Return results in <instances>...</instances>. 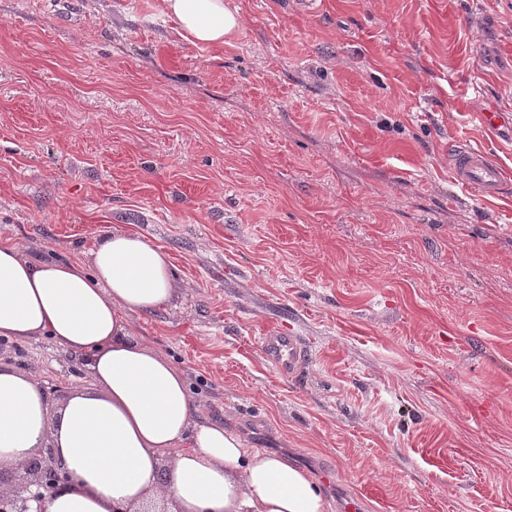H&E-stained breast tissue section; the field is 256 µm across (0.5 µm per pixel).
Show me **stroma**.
I'll return each mask as SVG.
<instances>
[{"label":"stroma","mask_w":512,"mask_h":512,"mask_svg":"<svg viewBox=\"0 0 512 512\" xmlns=\"http://www.w3.org/2000/svg\"><path fill=\"white\" fill-rule=\"evenodd\" d=\"M224 4L217 49L162 0H0V241L162 247L179 296L137 336L331 512H512V190L448 165L463 140L512 181V0ZM0 363L90 382L46 336ZM262 350L275 367L287 373L301 364L302 348L294 336H266Z\"/></svg>","instance_id":"stroma-1"}]
</instances>
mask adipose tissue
Wrapping results in <instances>:
<instances>
[{"label":"adipose tissue","instance_id":"ef3b65f1","mask_svg":"<svg viewBox=\"0 0 512 512\" xmlns=\"http://www.w3.org/2000/svg\"><path fill=\"white\" fill-rule=\"evenodd\" d=\"M176 32L223 46L241 25L224 0H163ZM90 265L35 261L0 242V338L47 335L87 360L94 385L50 404L39 383L0 367V469L52 444L71 487L45 512H328L302 468L246 447L199 417L185 373L134 333L178 286L162 250L133 231L106 235Z\"/></svg>","mask_w":512,"mask_h":512}]
</instances>
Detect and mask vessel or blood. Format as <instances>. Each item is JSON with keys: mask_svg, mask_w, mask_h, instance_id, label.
I'll return each mask as SVG.
<instances>
[{"mask_svg": "<svg viewBox=\"0 0 512 512\" xmlns=\"http://www.w3.org/2000/svg\"><path fill=\"white\" fill-rule=\"evenodd\" d=\"M449 167L458 185L486 198L502 196L505 179L503 170L485 151L465 143L459 144L451 154ZM262 350L281 372H290L301 364L302 348L295 337H266Z\"/></svg>", "mask_w": 512, "mask_h": 512, "instance_id": "b4317fda", "label": "vessel or blood"}]
</instances>
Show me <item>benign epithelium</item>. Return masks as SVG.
Here are the masks:
<instances>
[{
  "instance_id": "benign-epithelium-1",
  "label": "benign epithelium",
  "mask_w": 512,
  "mask_h": 512,
  "mask_svg": "<svg viewBox=\"0 0 512 512\" xmlns=\"http://www.w3.org/2000/svg\"><path fill=\"white\" fill-rule=\"evenodd\" d=\"M73 475L47 444L37 454L16 466L0 470V512H44L31 509L70 485Z\"/></svg>"
}]
</instances>
